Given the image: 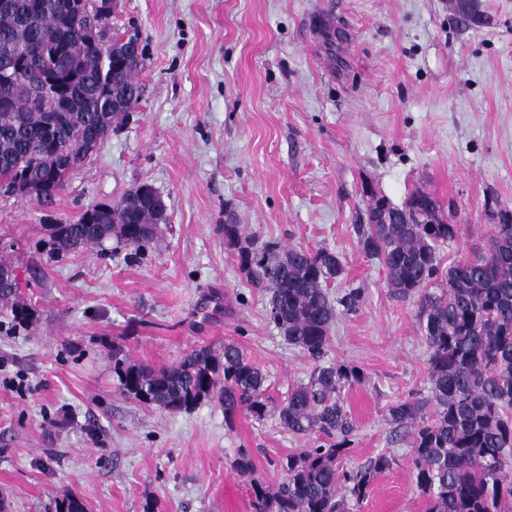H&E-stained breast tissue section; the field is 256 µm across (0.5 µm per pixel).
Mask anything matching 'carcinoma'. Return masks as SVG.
Listing matches in <instances>:
<instances>
[{
  "instance_id": "carcinoma-1",
  "label": "carcinoma",
  "mask_w": 512,
  "mask_h": 512,
  "mask_svg": "<svg viewBox=\"0 0 512 512\" xmlns=\"http://www.w3.org/2000/svg\"><path fill=\"white\" fill-rule=\"evenodd\" d=\"M465 21L482 22L478 0H458ZM75 0H0V67L11 46L17 77L0 84V177H19L51 204L68 177L90 154L85 144L103 142L140 98L137 81L145 55L126 54L116 36L112 52L78 43ZM66 92L46 102L39 88L48 80ZM498 208L487 250L444 269L439 248L455 239L458 226L441 218L443 204L417 190L403 207L368 195L365 220L352 225L357 246L386 269V285L417 305L428 348V394L392 404L388 422L394 439L409 436L413 478L426 512H512V209ZM165 223V205L151 185H138L111 204L88 209L75 224H54L46 256L56 262L86 248L118 241L141 252ZM224 244L237 254L239 269L256 288L267 290L268 318L283 341L311 364L274 408L265 396L266 376L235 343L220 354L207 345L192 349L168 368L155 371L120 358L112 350L121 392L169 413L204 400L224 406V419L244 413L256 421L277 415L279 425L312 444L280 462L276 488L253 477L251 458L241 452L235 470L250 478L257 512H350L368 496L374 477L393 457L380 453L356 470L347 457L356 426L342 392L365 383L361 368L326 360L331 332L343 314L357 312L364 289L330 284L344 274L343 257L285 246L224 225ZM18 286L0 285V306L18 323L30 313L16 300Z\"/></svg>"
}]
</instances>
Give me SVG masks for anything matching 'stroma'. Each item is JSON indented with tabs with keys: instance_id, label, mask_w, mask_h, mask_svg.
<instances>
[{
	"instance_id": "obj_1",
	"label": "stroma",
	"mask_w": 512,
	"mask_h": 512,
	"mask_svg": "<svg viewBox=\"0 0 512 512\" xmlns=\"http://www.w3.org/2000/svg\"><path fill=\"white\" fill-rule=\"evenodd\" d=\"M461 27L449 0H120L116 32L145 49L127 124L74 170L53 207L0 194V259L33 313L9 331L0 312V502L55 512H254L246 478L278 484L282 457L307 441L276 418L225 421L216 401L167 413L123 395L112 361L160 369L194 347L236 342L275 402L311 370L269 321L262 289L239 270L224 227L344 259L365 290L339 318L329 357L361 366L346 393L354 469L394 464L353 512H423L410 447L391 441L393 403L428 388L414 301L352 231L367 189L403 205L421 189L454 200L448 265L483 247L485 200L512 207V0H479ZM152 185L166 223L152 251L109 241L47 262L52 224ZM342 283L333 284L338 293Z\"/></svg>"
}]
</instances>
